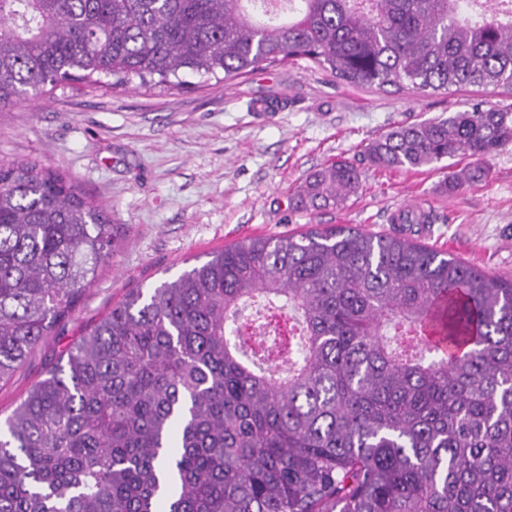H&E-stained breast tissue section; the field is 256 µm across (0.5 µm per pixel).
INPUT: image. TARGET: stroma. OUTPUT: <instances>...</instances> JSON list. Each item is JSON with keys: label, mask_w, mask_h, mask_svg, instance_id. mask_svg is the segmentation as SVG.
Listing matches in <instances>:
<instances>
[{"label": "stroma", "mask_w": 512, "mask_h": 512, "mask_svg": "<svg viewBox=\"0 0 512 512\" xmlns=\"http://www.w3.org/2000/svg\"><path fill=\"white\" fill-rule=\"evenodd\" d=\"M262 99L273 102L271 114L253 112ZM479 103L512 109V91L356 87L300 59L226 83L192 76L173 89L67 83L0 108V161L57 168L123 232L69 316L0 385V417L131 289L175 279L246 237L342 224L402 233L487 274L512 276V144L486 159L484 180L455 190L445 179L467 158L388 171L362 155L393 125ZM340 159L359 167L357 193L336 209L293 208L306 176ZM408 206L427 212L428 223H395Z\"/></svg>", "instance_id": "stroma-1"}]
</instances>
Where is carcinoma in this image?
Instances as JSON below:
<instances>
[{"instance_id":"1","label":"carcinoma","mask_w":512,"mask_h":512,"mask_svg":"<svg viewBox=\"0 0 512 512\" xmlns=\"http://www.w3.org/2000/svg\"><path fill=\"white\" fill-rule=\"evenodd\" d=\"M299 58L357 86L512 90V0H0L1 107ZM511 143L512 112L475 106L363 156L414 169ZM359 185L338 160L293 202L338 208ZM120 239L64 174L0 162V382ZM258 298L288 320L240 321ZM0 512H512V279L346 226L213 251L128 293L7 416Z\"/></svg>"}]
</instances>
